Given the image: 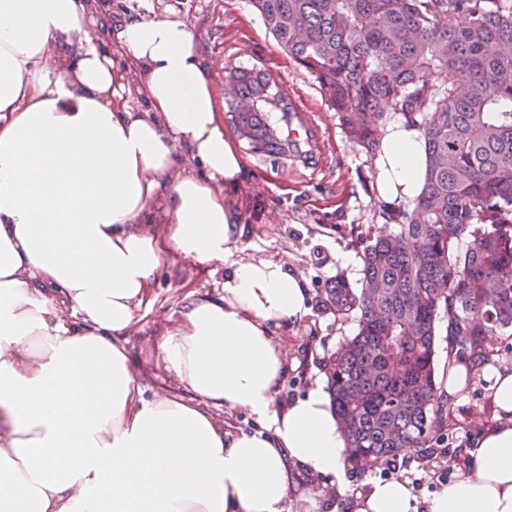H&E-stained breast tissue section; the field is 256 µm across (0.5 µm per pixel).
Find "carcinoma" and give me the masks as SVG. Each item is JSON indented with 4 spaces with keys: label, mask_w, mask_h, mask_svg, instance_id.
I'll list each match as a JSON object with an SVG mask.
<instances>
[{
    "label": "carcinoma",
    "mask_w": 512,
    "mask_h": 512,
    "mask_svg": "<svg viewBox=\"0 0 512 512\" xmlns=\"http://www.w3.org/2000/svg\"><path fill=\"white\" fill-rule=\"evenodd\" d=\"M288 56L318 82L357 145L379 147L387 114L422 127L428 172L412 209L359 237L363 281L325 282L317 303L358 332L322 361L347 461L429 448L442 424L436 319L477 368L485 340L512 330V0H250ZM226 80L252 149L287 152L252 115L287 119L286 94L256 68ZM466 247H460V242Z\"/></svg>",
    "instance_id": "carcinoma-1"
}]
</instances>
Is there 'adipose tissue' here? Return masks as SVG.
<instances>
[{"label":"adipose tissue","instance_id":"1","mask_svg":"<svg viewBox=\"0 0 512 512\" xmlns=\"http://www.w3.org/2000/svg\"><path fill=\"white\" fill-rule=\"evenodd\" d=\"M139 6L0 0V512H287L296 467L347 492L328 394L275 404L288 354L274 328L309 314L308 291L282 262L233 259L226 197L245 168L214 64L175 10ZM427 168L421 127L386 125L379 200L413 206ZM172 250L224 281L158 341L173 389L148 395L126 343ZM489 381L495 422L426 512H512V365ZM222 407L260 431L229 434ZM353 512L417 501L408 481L372 478Z\"/></svg>","mask_w":512,"mask_h":512}]
</instances>
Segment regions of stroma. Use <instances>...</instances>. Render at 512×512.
Here are the masks:
<instances>
[{
  "label": "stroma",
  "mask_w": 512,
  "mask_h": 512,
  "mask_svg": "<svg viewBox=\"0 0 512 512\" xmlns=\"http://www.w3.org/2000/svg\"><path fill=\"white\" fill-rule=\"evenodd\" d=\"M166 2L194 27L202 53L218 60L217 89H224V77L232 67L262 69L285 91L289 105L311 113L319 128L320 148L314 164L307 167L257 155L247 143H240L247 177L227 199L241 216L237 260L261 255L283 262L312 291L340 272L353 286H360L363 263L354 239L384 221L374 187V153L346 137L314 76L282 50L249 0ZM346 255L351 264H343ZM222 279V272L178 253L168 256L158 274L152 309L129 336L134 373L147 392L170 385L154 343L173 327L187 291L200 297L212 294ZM357 330L355 317L338 320L316 310L303 321L277 327L275 333L288 349L287 373L276 394L277 403L288 404L325 384L323 357ZM500 364L512 365V335L496 337L487 364L473 372L465 393L445 402L446 425L435 430L432 447L413 448L397 456L391 478L422 479L415 491L421 499L441 485L445 472L463 473L465 448L494 420L486 377L491 367ZM350 476L353 491L340 495L331 492L328 478L314 484L308 471H299L288 497L290 512H351L353 492L361 488L366 472L354 468Z\"/></svg>",
  "instance_id": "stroma-1"
}]
</instances>
